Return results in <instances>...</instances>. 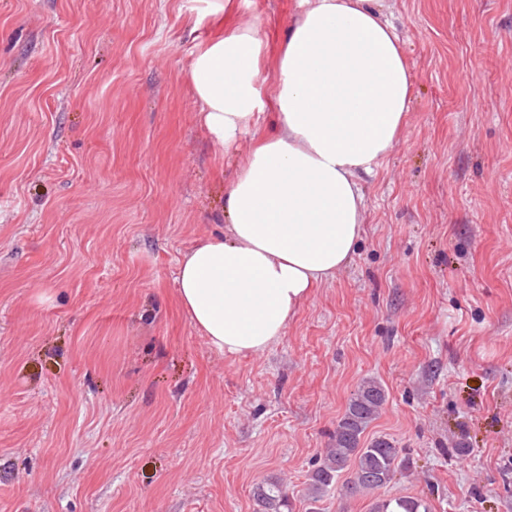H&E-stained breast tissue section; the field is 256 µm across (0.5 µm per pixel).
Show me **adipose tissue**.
<instances>
[{
  "label": "adipose tissue",
  "mask_w": 512,
  "mask_h": 512,
  "mask_svg": "<svg viewBox=\"0 0 512 512\" xmlns=\"http://www.w3.org/2000/svg\"><path fill=\"white\" fill-rule=\"evenodd\" d=\"M277 43L213 0L191 81L208 137L252 146L224 195L222 236L197 241L176 284L191 324L224 354L265 351L314 288L352 260L365 221L361 175L408 124L402 40L377 0H298Z\"/></svg>",
  "instance_id": "1"
}]
</instances>
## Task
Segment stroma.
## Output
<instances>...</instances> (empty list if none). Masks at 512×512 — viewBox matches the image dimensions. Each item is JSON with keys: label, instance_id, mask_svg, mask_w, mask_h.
<instances>
[{"label": "stroma", "instance_id": "35a3bbf8", "mask_svg": "<svg viewBox=\"0 0 512 512\" xmlns=\"http://www.w3.org/2000/svg\"><path fill=\"white\" fill-rule=\"evenodd\" d=\"M260 36L297 0H236ZM413 77L350 265L264 352L213 349L176 270L250 138L205 134L199 0H0V512H512V0H379ZM390 484L314 494L358 387ZM256 499L260 511L288 512V496L277 483H266L256 488ZM421 507L423 511H420ZM373 512H427V508L419 500L399 497L376 502Z\"/></svg>", "mask_w": 512, "mask_h": 512}]
</instances>
